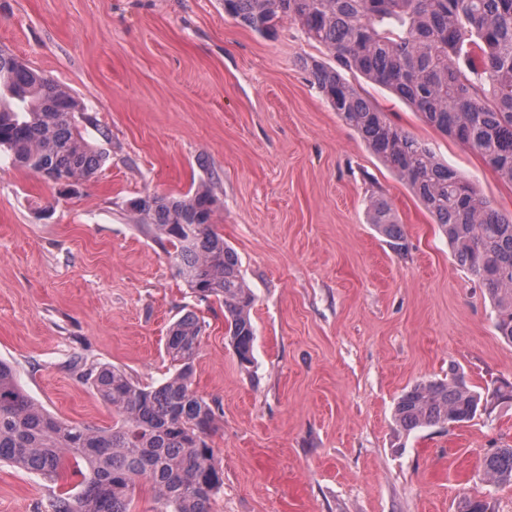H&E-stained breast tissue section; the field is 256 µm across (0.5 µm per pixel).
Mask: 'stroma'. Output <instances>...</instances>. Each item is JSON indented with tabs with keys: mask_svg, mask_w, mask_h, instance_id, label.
Instances as JSON below:
<instances>
[{
	"mask_svg": "<svg viewBox=\"0 0 512 512\" xmlns=\"http://www.w3.org/2000/svg\"><path fill=\"white\" fill-rule=\"evenodd\" d=\"M0 48L65 87L105 160L59 195L0 155V361L36 403L97 427L112 410L82 376L116 367L141 384L174 373L170 327L202 323L193 388L223 485L211 512H512L483 460L512 446V401L468 423L407 431L401 393L458 364L481 394L512 383V345L433 217L347 126L301 58L327 50L290 23L267 37L222 0H0ZM349 82L469 177L500 212L512 185L389 89ZM207 183L213 224L255 296L254 362L241 367L224 308L177 275L129 200ZM391 204L407 249L369 221ZM57 483L0 464V512H41Z\"/></svg>",
	"mask_w": 512,
	"mask_h": 512,
	"instance_id": "1",
	"label": "stroma"
}]
</instances>
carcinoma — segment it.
I'll list each match as a JSON object with an SVG mask.
<instances>
[{
  "label": "carcinoma",
  "mask_w": 512,
  "mask_h": 512,
  "mask_svg": "<svg viewBox=\"0 0 512 512\" xmlns=\"http://www.w3.org/2000/svg\"><path fill=\"white\" fill-rule=\"evenodd\" d=\"M237 23L267 36L284 21L326 48L334 64L306 58L302 67L341 120L354 128L434 217L456 263L481 283L496 312L495 329L512 344V213L502 214L468 179L392 123L346 79L359 73L411 103L432 127L472 148L512 183V0H224ZM76 99L57 82L0 49V150L13 166L52 181L91 180L103 162L83 142ZM206 185L175 197L146 193L130 201L155 236L173 249L177 274L201 301L224 306L226 334L241 365L253 362L254 295L234 250L212 224ZM371 224L394 249L403 225L389 203L370 205ZM202 325L193 313L170 330L174 374L142 386L115 367L87 373L112 408V426L59 420L36 405L0 362V462L53 481L47 512H131L137 485L155 491L156 512H210L222 485L206 437L216 416L192 388ZM480 395L454 364L448 377L402 392L394 420L415 430L475 418ZM488 481L512 486V446L483 461Z\"/></svg>",
  "instance_id": "1"
}]
</instances>
